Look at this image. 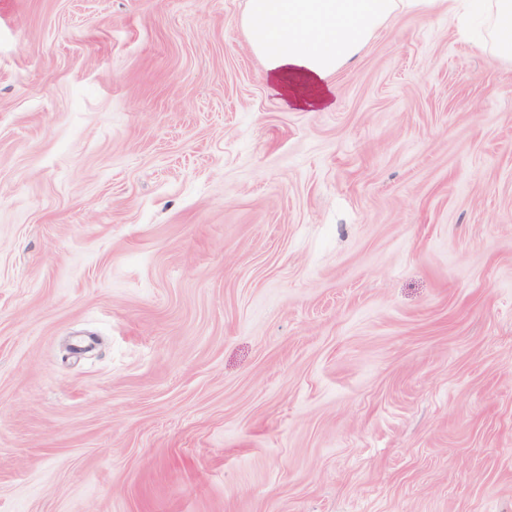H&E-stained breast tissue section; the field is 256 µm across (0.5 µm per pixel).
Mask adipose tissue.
Instances as JSON below:
<instances>
[{"label": "adipose tissue", "instance_id": "obj_1", "mask_svg": "<svg viewBox=\"0 0 512 512\" xmlns=\"http://www.w3.org/2000/svg\"><path fill=\"white\" fill-rule=\"evenodd\" d=\"M400 13L482 20L498 56L512 60V0H247L241 25L270 88L315 112L334 107L336 72Z\"/></svg>", "mask_w": 512, "mask_h": 512}]
</instances>
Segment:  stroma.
Returning a JSON list of instances; mask_svg holds the SVG:
<instances>
[{
  "label": "stroma",
  "mask_w": 512,
  "mask_h": 512,
  "mask_svg": "<svg viewBox=\"0 0 512 512\" xmlns=\"http://www.w3.org/2000/svg\"><path fill=\"white\" fill-rule=\"evenodd\" d=\"M245 8L0 0V512H512V63ZM399 13L481 19L498 56L512 61L511 0H247L241 25L270 88L316 112L334 107L336 72Z\"/></svg>",
  "instance_id": "35a3bbf8"
}]
</instances>
